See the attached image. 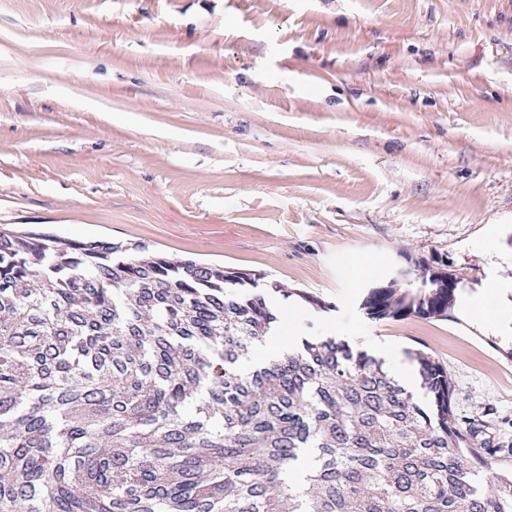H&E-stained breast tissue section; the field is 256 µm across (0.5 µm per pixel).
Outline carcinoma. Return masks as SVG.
<instances>
[{
	"label": "carcinoma",
	"mask_w": 512,
	"mask_h": 512,
	"mask_svg": "<svg viewBox=\"0 0 512 512\" xmlns=\"http://www.w3.org/2000/svg\"><path fill=\"white\" fill-rule=\"evenodd\" d=\"M142 244L0 232V512H512L485 492L448 372L425 406L332 336L248 373L277 326L261 274ZM448 283L368 288L371 319H443ZM316 449L309 487L287 475Z\"/></svg>",
	"instance_id": "obj_1"
}]
</instances>
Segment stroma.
I'll list each match as a JSON object with an SVG mask.
<instances>
[{"mask_svg": "<svg viewBox=\"0 0 512 512\" xmlns=\"http://www.w3.org/2000/svg\"><path fill=\"white\" fill-rule=\"evenodd\" d=\"M2 224L264 273L301 339L431 353L512 456V342L466 312L512 289V0H0ZM408 253L456 305L369 319Z\"/></svg>", "mask_w": 512, "mask_h": 512, "instance_id": "1", "label": "stroma"}]
</instances>
